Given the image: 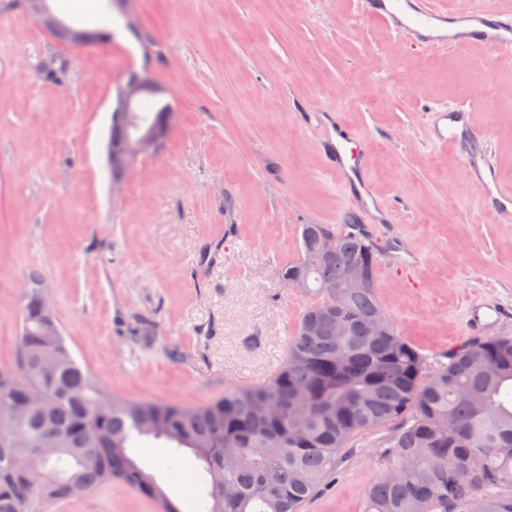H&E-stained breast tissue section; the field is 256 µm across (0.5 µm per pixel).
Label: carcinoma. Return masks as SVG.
I'll return each instance as SVG.
<instances>
[{
	"label": "carcinoma",
	"instance_id": "cac0c4a2",
	"mask_svg": "<svg viewBox=\"0 0 512 512\" xmlns=\"http://www.w3.org/2000/svg\"><path fill=\"white\" fill-rule=\"evenodd\" d=\"M301 255L282 279L315 297L266 383L228 387L203 405L108 393L65 337L46 336L29 274L18 350L0 369V512H36L114 481L180 512L130 455L151 437L198 460L199 512H301L351 440L389 429L386 472L364 512H512V336L470 341L433 369L398 335L377 297L379 246L357 224L301 225ZM336 239L326 254L323 232ZM361 288L340 284L355 266Z\"/></svg>",
	"mask_w": 512,
	"mask_h": 512
}]
</instances>
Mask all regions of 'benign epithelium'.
<instances>
[{
    "mask_svg": "<svg viewBox=\"0 0 512 512\" xmlns=\"http://www.w3.org/2000/svg\"><path fill=\"white\" fill-rule=\"evenodd\" d=\"M48 0H27L31 17L47 31L64 38L73 46H83L94 41L88 31L75 29L56 17L47 7ZM155 92V84L147 71L136 72L116 89L114 110L124 120L122 133L108 139L107 159L109 165L129 167L139 157L156 151L166 138L167 127L175 117L166 114L158 123H146L138 117L140 100Z\"/></svg>",
    "mask_w": 512,
    "mask_h": 512,
    "instance_id": "7a95c632",
    "label": "benign epithelium"
}]
</instances>
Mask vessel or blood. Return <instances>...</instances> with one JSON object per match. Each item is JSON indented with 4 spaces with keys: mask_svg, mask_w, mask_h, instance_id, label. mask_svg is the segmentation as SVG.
Segmentation results:
<instances>
[{
    "mask_svg": "<svg viewBox=\"0 0 512 512\" xmlns=\"http://www.w3.org/2000/svg\"><path fill=\"white\" fill-rule=\"evenodd\" d=\"M366 17L384 22L394 31L407 34L418 49L480 46L493 61L512 60V0H491L489 6L472 5L446 7L442 0H361ZM313 118L322 131L321 145L325 164L345 187L367 188V148L361 147V137L339 120H327L325 113ZM471 140L483 139L484 134L470 125L468 113L460 106H444L433 112L432 141L438 145L458 142L462 135ZM356 142L360 150L347 158L345 146ZM460 159L475 169L474 179L485 190L487 201L505 222H512V187L500 182L490 157L475 160L469 152Z\"/></svg>",
    "mask_w": 512,
    "mask_h": 512,
    "instance_id": "b4317fda",
    "label": "vessel or blood"
}]
</instances>
